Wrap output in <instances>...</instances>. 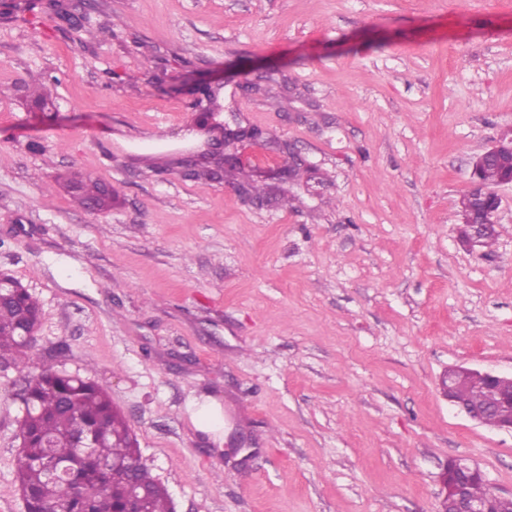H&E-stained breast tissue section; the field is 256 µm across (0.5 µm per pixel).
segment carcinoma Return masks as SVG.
Wrapping results in <instances>:
<instances>
[{
    "label": "carcinoma",
    "mask_w": 512,
    "mask_h": 512,
    "mask_svg": "<svg viewBox=\"0 0 512 512\" xmlns=\"http://www.w3.org/2000/svg\"><path fill=\"white\" fill-rule=\"evenodd\" d=\"M30 107L49 109L48 92L29 90ZM217 94L205 88L198 91L192 108L199 109L198 122L212 118L210 105ZM220 161L203 158L193 164L191 180L207 186L216 180ZM503 166L483 170L485 188L492 192L499 185ZM75 206L99 211L112 209L116 193L107 183L80 171H71L56 179ZM40 314L37 300L29 293L0 297V359L16 364L37 363L36 337L24 339ZM26 415L19 430L28 438V447L16 460V478L26 496L28 512H125L129 506L127 482L146 488L150 496L147 512H171L168 493L141 460L139 448L126 420L112 407L108 393L96 383L67 374L45 362L25 376ZM499 387L482 376L457 377L455 396L475 408H488L496 402ZM50 458L64 475L50 478L42 462ZM472 497H493L494 512H512V499L495 494L480 478L469 486Z\"/></svg>",
    "instance_id": "cac0c4a2"
}]
</instances>
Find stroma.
Returning <instances> with one entry per match:
<instances>
[{"label":"stroma","instance_id":"obj_1","mask_svg":"<svg viewBox=\"0 0 512 512\" xmlns=\"http://www.w3.org/2000/svg\"><path fill=\"white\" fill-rule=\"evenodd\" d=\"M0 0V272L38 300L35 351L104 387L175 512H438L448 460L512 498V432L439 382L512 374V185L492 250L459 238L472 161L512 125V0ZM112 27L103 36L101 27ZM220 120L310 165L294 202L203 187L190 80ZM44 83L54 110L22 90ZM72 170L110 183L76 209ZM25 368L0 366V512ZM220 404L224 432L192 420ZM56 183L71 197L75 206L85 211L92 206L97 207L100 212L109 211L116 199L115 191L108 190L107 183L80 171L59 176ZM88 212L98 213L92 208ZM440 386L443 394L447 397L448 402L457 408L459 412L465 414L472 421L492 426L485 422V414L481 410L465 408L450 398V394L453 388V379L448 376V373L442 378ZM492 427H495L499 430L512 432V397H506L502 400V403L498 409L497 423Z\"/></svg>","mask_w":512,"mask_h":512}]
</instances>
